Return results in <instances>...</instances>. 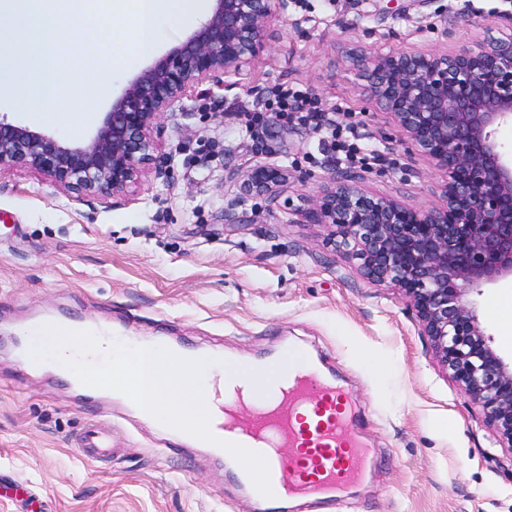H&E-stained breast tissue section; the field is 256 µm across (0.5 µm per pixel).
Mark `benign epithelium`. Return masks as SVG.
<instances>
[{
	"label": "benign epithelium",
	"instance_id": "benign-epithelium-1",
	"mask_svg": "<svg viewBox=\"0 0 512 512\" xmlns=\"http://www.w3.org/2000/svg\"><path fill=\"white\" fill-rule=\"evenodd\" d=\"M210 2L183 41L126 83L91 135L73 140L0 115V170H35L77 198L164 177L154 127L186 88L261 58L268 25L288 6ZM364 78L401 135L433 162L439 199L411 208L352 176L332 177L304 217L327 226L368 280L397 289L438 362L512 451V361L491 346L469 299L486 284L512 281V150L497 138L512 126V30L449 53L369 56ZM287 181L288 171L258 162L239 177L234 205L271 201Z\"/></svg>",
	"mask_w": 512,
	"mask_h": 512
}]
</instances>
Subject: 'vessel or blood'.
<instances>
[{"instance_id":"vessel-or-blood-1","label":"vessel or blood","mask_w":512,"mask_h":512,"mask_svg":"<svg viewBox=\"0 0 512 512\" xmlns=\"http://www.w3.org/2000/svg\"><path fill=\"white\" fill-rule=\"evenodd\" d=\"M264 373L279 382L275 406L256 409L243 401L242 386H234L232 400L217 399L210 431L265 458L272 489L268 512L285 499L333 496L360 480L368 448L354 427L349 394L313 366L297 368L280 357L266 363ZM80 448L96 460L108 455V432L89 426Z\"/></svg>"}]
</instances>
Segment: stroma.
<instances>
[{
	"label": "stroma",
	"instance_id": "obj_1",
	"mask_svg": "<svg viewBox=\"0 0 512 512\" xmlns=\"http://www.w3.org/2000/svg\"><path fill=\"white\" fill-rule=\"evenodd\" d=\"M511 25L512 0H304L270 23L262 59L188 87L160 119L167 180L76 198L37 171H0V335L51 315L246 361L301 350L352 397L369 459L344 500L303 498L288 512H512V451L442 369L414 312L302 216L322 184L352 171L322 160L311 127L247 124L273 86L312 90L386 155L352 172L367 189L431 205L441 179L368 94L359 53L450 52ZM257 162L287 169V184L225 223L237 173ZM510 295L503 282L478 298L506 359L512 337L496 305ZM105 422L114 452L86 460L75 441ZM171 437L57 373L30 372L0 344V512H254L232 471Z\"/></svg>",
	"mask_w": 512,
	"mask_h": 512
}]
</instances>
